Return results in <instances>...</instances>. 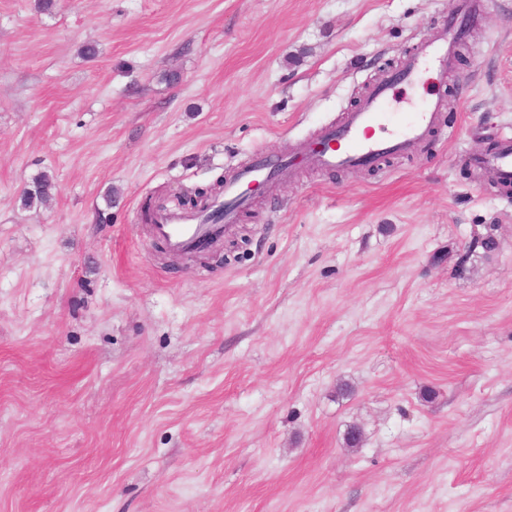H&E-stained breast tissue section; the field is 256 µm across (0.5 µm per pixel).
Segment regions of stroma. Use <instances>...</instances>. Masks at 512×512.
Masks as SVG:
<instances>
[{
	"label": "stroma",
	"mask_w": 512,
	"mask_h": 512,
	"mask_svg": "<svg viewBox=\"0 0 512 512\" xmlns=\"http://www.w3.org/2000/svg\"><path fill=\"white\" fill-rule=\"evenodd\" d=\"M455 5L0 0V512H512V193L470 161L512 133V0L422 150L297 167L222 268L141 212L295 154ZM56 190V181L51 171H41L32 179L31 184L23 189L20 195L21 205L24 208L43 205L52 199Z\"/></svg>",
	"instance_id": "obj_1"
}]
</instances>
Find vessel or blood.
Wrapping results in <instances>:
<instances>
[{"mask_svg": "<svg viewBox=\"0 0 512 512\" xmlns=\"http://www.w3.org/2000/svg\"><path fill=\"white\" fill-rule=\"evenodd\" d=\"M465 15H450L445 24L424 36L413 55L399 68L386 73L366 93L363 102L335 127L319 136L321 149L305 152L314 167L352 169L371 165L391 153H411L420 148L436 123L443 105L441 89L448 64L465 35ZM434 72L433 90L418 111H411L403 95L414 87L424 69ZM476 165L512 182V134L501 138L495 151L475 156ZM290 173L286 158L261 153L253 165L242 169L224 185V221L211 224L201 212H187L176 204L157 206L151 232L170 253L182 254L204 242H220L248 198L246 188L254 183L271 184Z\"/></svg>", "mask_w": 512, "mask_h": 512, "instance_id": "b4317fda", "label": "vessel or blood"}]
</instances>
